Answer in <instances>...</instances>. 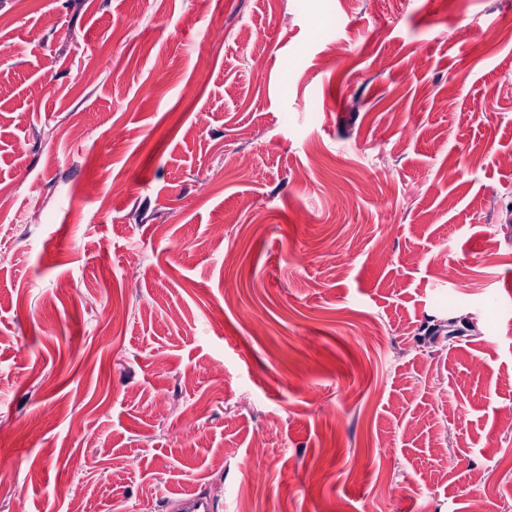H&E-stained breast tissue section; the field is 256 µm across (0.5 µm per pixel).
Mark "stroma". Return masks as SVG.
Instances as JSON below:
<instances>
[{
	"label": "stroma",
	"instance_id": "1",
	"mask_svg": "<svg viewBox=\"0 0 512 512\" xmlns=\"http://www.w3.org/2000/svg\"><path fill=\"white\" fill-rule=\"evenodd\" d=\"M508 14L0 0V512H512Z\"/></svg>",
	"mask_w": 512,
	"mask_h": 512
}]
</instances>
